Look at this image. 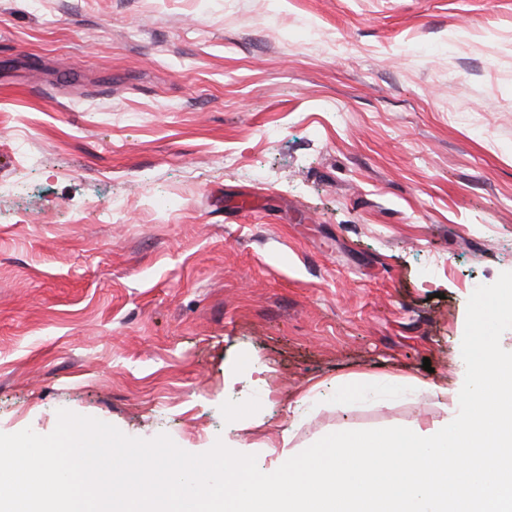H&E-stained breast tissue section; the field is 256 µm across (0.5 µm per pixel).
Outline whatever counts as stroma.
Masks as SVG:
<instances>
[{
  "label": "stroma",
  "instance_id": "obj_1",
  "mask_svg": "<svg viewBox=\"0 0 512 512\" xmlns=\"http://www.w3.org/2000/svg\"><path fill=\"white\" fill-rule=\"evenodd\" d=\"M506 271L512 0H0V432L440 424Z\"/></svg>",
  "mask_w": 512,
  "mask_h": 512
}]
</instances>
